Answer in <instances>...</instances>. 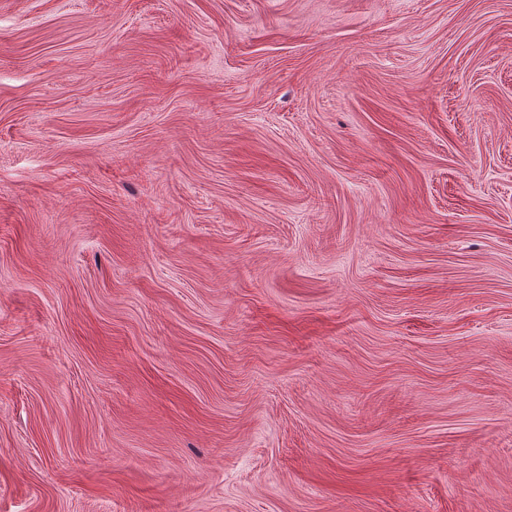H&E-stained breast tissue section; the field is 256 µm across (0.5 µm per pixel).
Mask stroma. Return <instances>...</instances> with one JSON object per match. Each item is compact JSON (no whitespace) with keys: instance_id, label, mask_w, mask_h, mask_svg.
I'll return each instance as SVG.
<instances>
[{"instance_id":"obj_1","label":"stroma","mask_w":512,"mask_h":512,"mask_svg":"<svg viewBox=\"0 0 512 512\" xmlns=\"http://www.w3.org/2000/svg\"><path fill=\"white\" fill-rule=\"evenodd\" d=\"M0 512H512V0H0Z\"/></svg>"}]
</instances>
